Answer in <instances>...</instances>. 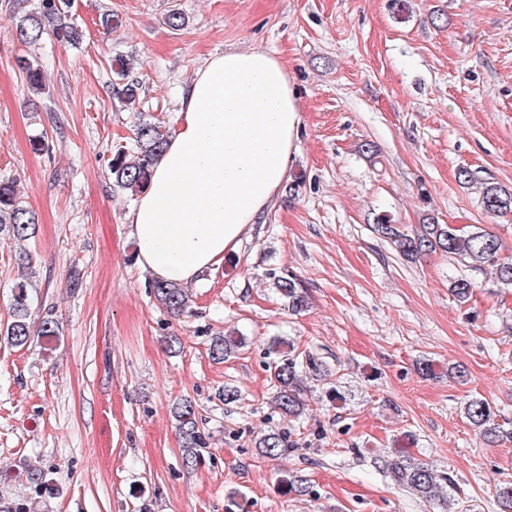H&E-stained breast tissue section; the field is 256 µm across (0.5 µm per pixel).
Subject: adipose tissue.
Returning a JSON list of instances; mask_svg holds the SVG:
<instances>
[{
    "label": "adipose tissue",
    "mask_w": 512,
    "mask_h": 512,
    "mask_svg": "<svg viewBox=\"0 0 512 512\" xmlns=\"http://www.w3.org/2000/svg\"><path fill=\"white\" fill-rule=\"evenodd\" d=\"M179 125L130 215L144 270L191 282L263 223L287 178L301 127L280 61L228 50L180 92Z\"/></svg>",
    "instance_id": "obj_1"
}]
</instances>
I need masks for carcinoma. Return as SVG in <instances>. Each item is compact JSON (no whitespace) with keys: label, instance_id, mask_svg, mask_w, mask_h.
Listing matches in <instances>:
<instances>
[{"label":"carcinoma","instance_id":"cac0c4a2","mask_svg":"<svg viewBox=\"0 0 512 512\" xmlns=\"http://www.w3.org/2000/svg\"><path fill=\"white\" fill-rule=\"evenodd\" d=\"M69 8V0H38L34 10L24 12L16 19V39L28 46H35L45 38L63 45H79L83 31L70 21ZM19 68L29 91L40 94L45 90L41 65L36 59H22ZM130 73L129 63L121 58L115 60L112 65V92L125 106L135 105L140 86ZM167 139L165 127L158 118L139 119L133 129L131 146L117 149L108 163L113 188L132 197L142 192ZM479 200L481 209L487 214L503 216L512 212V190L494 182L481 183ZM36 224V213L22 200L15 181L0 179V244L19 249L18 257L25 270L31 257L23 244L33 238ZM375 230L408 259L440 251L472 267L492 269L499 287L512 288V257L504 255L505 245L497 235L479 227L461 232L450 224L428 223L409 235L392 224L388 216L382 215L377 218ZM274 285L287 301L289 310L297 312L308 305L306 293L296 279L279 277ZM32 288L29 272L13 286L10 303L12 321L4 335L15 346L25 344L34 334L48 339L57 335L58 323L53 315L47 313L38 321L32 319ZM151 288L155 299L171 315L178 317L188 312L189 296L179 283L156 280ZM451 291L459 302L465 303L473 293V285L466 279H456L451 282ZM245 344L243 336H216L210 346L211 357L223 362ZM271 352L276 354L271 366L275 387L271 406L284 417L299 419L304 414L307 392L303 373L310 371L316 377L321 376L318 363L313 356L298 352L289 344L283 348L276 340L272 341ZM463 414L487 443H496L508 435L496 422L497 414L486 399L469 400L463 406ZM172 416L185 452L183 460L187 465L192 464L199 450L206 445L196 404L183 399L173 407ZM256 447L262 456L275 460L288 455L294 448V442L285 433L271 430L257 439ZM381 463L398 486L409 493L428 503L448 504V493L443 488L451 490L454 486L448 474L408 455L402 448L392 451Z\"/></svg>","mask_w":512,"mask_h":512}]
</instances>
